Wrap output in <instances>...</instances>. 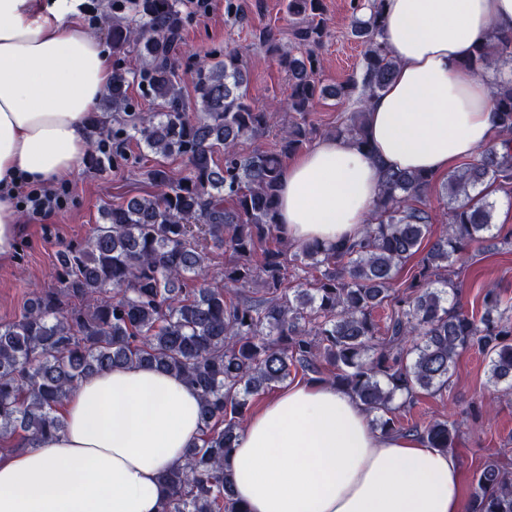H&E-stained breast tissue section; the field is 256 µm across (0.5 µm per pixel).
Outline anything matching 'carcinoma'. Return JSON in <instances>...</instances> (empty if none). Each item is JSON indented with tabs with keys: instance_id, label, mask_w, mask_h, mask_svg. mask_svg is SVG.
I'll list each match as a JSON object with an SVG mask.
<instances>
[{
	"instance_id": "obj_1",
	"label": "carcinoma",
	"mask_w": 512,
	"mask_h": 512,
	"mask_svg": "<svg viewBox=\"0 0 512 512\" xmlns=\"http://www.w3.org/2000/svg\"><path fill=\"white\" fill-rule=\"evenodd\" d=\"M180 0H112V53L133 50L142 66L112 65L105 111L112 113V167L135 140L151 153L179 157L184 172H147L155 193L102 208L104 222L84 245L58 255L61 287L30 298L20 316L0 321V446L28 450L63 428L58 408L84 378L118 365H150L180 374L200 396L202 437L165 475L161 512H244L232 495L224 459L242 429L250 399L285 382L291 371L323 374L347 389L383 433L418 435L448 451L459 438L448 420L403 424L399 413L422 394L451 384L457 358L478 351L489 384L512 395V306L486 289L483 313L457 306L455 265L486 237L512 245V229L493 224L485 189L512 193V77L493 86V144L448 173L444 230L408 283L398 271L431 235L428 191L435 177L377 162L381 191L356 243L288 242L277 220L285 159L310 144L318 128L315 100L350 102L334 136L364 147L367 101L383 91L397 66L383 42L385 0H351L352 33L364 46L358 71L331 92L321 85V48L330 36L322 0H288L296 18L292 48L280 56L288 94L271 108L255 106L236 49L214 50L196 68L193 111L175 70L182 40ZM512 61V32L494 33L465 67L484 77L493 62ZM161 111H131L130 80ZM278 147L240 146L271 128ZM224 154V165L217 156ZM224 251L220 284L207 282L211 248ZM318 272L312 281L292 271ZM263 288L257 298L246 294ZM387 306L384 327L373 317ZM470 512H512V460L491 459L475 474Z\"/></svg>"
}]
</instances>
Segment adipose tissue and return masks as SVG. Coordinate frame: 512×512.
Returning <instances> with one entry per match:
<instances>
[{
    "label": "adipose tissue",
    "instance_id": "obj_1",
    "mask_svg": "<svg viewBox=\"0 0 512 512\" xmlns=\"http://www.w3.org/2000/svg\"><path fill=\"white\" fill-rule=\"evenodd\" d=\"M83 0H0V256L20 222L19 178L70 180L88 154L90 114L112 59ZM397 62L366 109L368 148L326 137L281 175L278 222L295 244L354 241L380 193L376 161L442 174L492 141L493 87L463 67L512 0H386ZM38 448L0 454V512H160L163 475L202 428L176 374L121 365L83 379ZM228 465L245 512H465L455 456L375 430L364 406L319 381L289 385L251 414Z\"/></svg>",
    "mask_w": 512,
    "mask_h": 512
}]
</instances>
